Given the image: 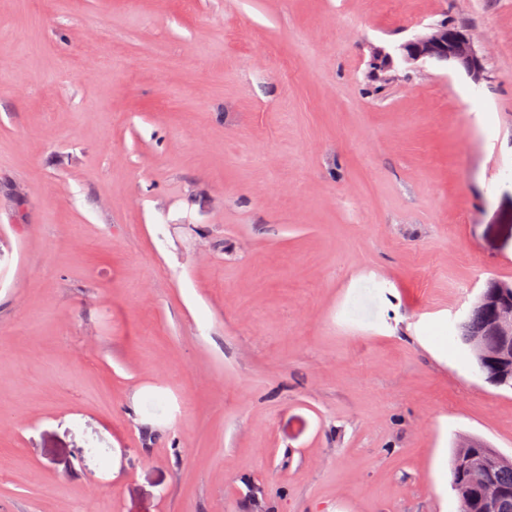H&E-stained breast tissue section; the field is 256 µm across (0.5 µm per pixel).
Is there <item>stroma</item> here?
Instances as JSON below:
<instances>
[{"mask_svg": "<svg viewBox=\"0 0 512 512\" xmlns=\"http://www.w3.org/2000/svg\"><path fill=\"white\" fill-rule=\"evenodd\" d=\"M491 278L512 0H0V512H459ZM427 60L439 63L462 62L475 84L485 80L484 57L475 47L468 29L448 25V21L429 25L427 31L394 46V54L377 49L369 62L370 71L383 83L398 79L396 62L414 65Z\"/></svg>", "mask_w": 512, "mask_h": 512, "instance_id": "1", "label": "stroma"}]
</instances>
